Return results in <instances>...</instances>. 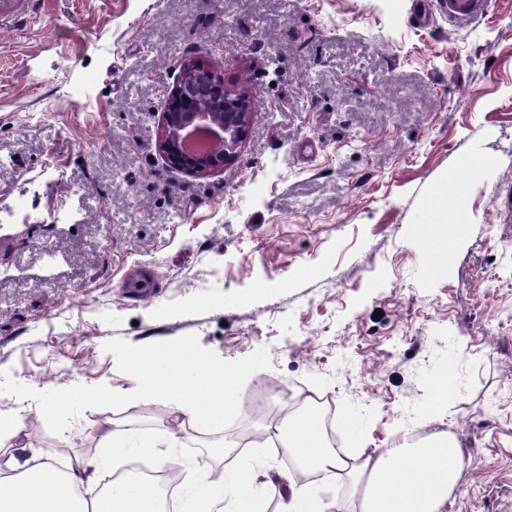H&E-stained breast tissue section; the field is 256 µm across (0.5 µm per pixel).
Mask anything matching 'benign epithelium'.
I'll return each mask as SVG.
<instances>
[{"mask_svg": "<svg viewBox=\"0 0 512 512\" xmlns=\"http://www.w3.org/2000/svg\"><path fill=\"white\" fill-rule=\"evenodd\" d=\"M254 101L218 70L188 59L168 92L159 150L174 167L201 176L233 164L245 141Z\"/></svg>", "mask_w": 512, "mask_h": 512, "instance_id": "7a95c632", "label": "benign epithelium"}]
</instances>
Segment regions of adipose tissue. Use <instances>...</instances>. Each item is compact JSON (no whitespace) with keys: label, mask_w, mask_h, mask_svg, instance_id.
I'll use <instances>...</instances> for the list:
<instances>
[{"label":"adipose tissue","mask_w":512,"mask_h":512,"mask_svg":"<svg viewBox=\"0 0 512 512\" xmlns=\"http://www.w3.org/2000/svg\"><path fill=\"white\" fill-rule=\"evenodd\" d=\"M233 382L218 365L205 377L173 370L159 379L139 378L127 389L130 397H167L175 419L193 422L199 407L213 415L230 408ZM295 461L305 472L321 475L324 501L311 503L305 488L290 486L280 495L276 512H448V498L461 473L460 453L451 439L420 444L401 439L374 455L351 457L327 444L316 413L286 416L277 427ZM199 479L190 493L192 512H261L263 498L253 490L251 473H225L211 457L196 460ZM351 487L348 502L336 497L337 479ZM92 480L84 459H71L67 469L53 463L19 464L13 455L0 456V512H159L157 491L142 481H114L105 496L87 499L81 490Z\"/></svg>","instance_id":"adipose-tissue-1"}]
</instances>
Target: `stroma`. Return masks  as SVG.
I'll return each mask as SVG.
<instances>
[{
	"instance_id": "1",
	"label": "stroma",
	"mask_w": 512,
	"mask_h": 512,
	"mask_svg": "<svg viewBox=\"0 0 512 512\" xmlns=\"http://www.w3.org/2000/svg\"><path fill=\"white\" fill-rule=\"evenodd\" d=\"M276 66H269V58ZM254 100L237 161L158 148L183 59ZM512 0L458 27L439 0H47L0 33V414L19 461L138 459L189 492L198 436L249 429L226 470L288 471L254 439L307 394L350 454L447 435L448 512H512ZM448 243L437 267L429 239ZM154 270L141 301L129 266ZM223 364V419L107 400L132 362ZM136 421L113 457L95 425Z\"/></svg>"
}]
</instances>
